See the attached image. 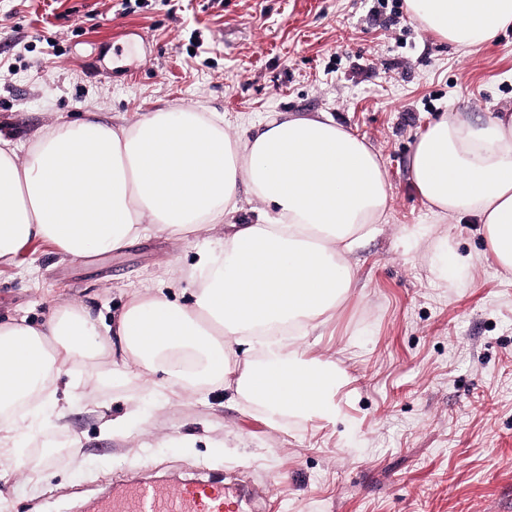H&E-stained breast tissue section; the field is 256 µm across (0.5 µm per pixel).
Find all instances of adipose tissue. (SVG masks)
Here are the masks:
<instances>
[{"label": "adipose tissue", "mask_w": 512, "mask_h": 512, "mask_svg": "<svg viewBox=\"0 0 512 512\" xmlns=\"http://www.w3.org/2000/svg\"><path fill=\"white\" fill-rule=\"evenodd\" d=\"M411 19L458 48L480 47L512 26V0H406ZM0 137V263L34 239L73 257L122 250L151 232L197 236L222 229L202 249L189 301L172 282L130 291L115 325L83 304L41 323L0 322V456L36 421L66 412L62 374L107 356L136 367L171 394L215 385L284 411L335 415L336 366L289 349L323 323L356 283L351 255L381 224L390 185L377 155L328 113L275 112L243 140L215 112L161 110L111 126L94 114L47 128L19 159ZM410 177L439 217H475L489 252L512 271V113L479 123L448 111L414 144ZM264 205L233 222L239 189Z\"/></svg>", "instance_id": "1"}]
</instances>
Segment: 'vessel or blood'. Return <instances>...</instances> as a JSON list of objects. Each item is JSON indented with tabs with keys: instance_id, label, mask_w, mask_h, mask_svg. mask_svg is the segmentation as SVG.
I'll return each instance as SVG.
<instances>
[{
	"instance_id": "b4317fda",
	"label": "vessel or blood",
	"mask_w": 512,
	"mask_h": 512,
	"mask_svg": "<svg viewBox=\"0 0 512 512\" xmlns=\"http://www.w3.org/2000/svg\"><path fill=\"white\" fill-rule=\"evenodd\" d=\"M229 502L223 485L188 481L174 491L149 484L120 485L99 498L94 512H227Z\"/></svg>"
}]
</instances>
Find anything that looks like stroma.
Wrapping results in <instances>:
<instances>
[{"instance_id":"35a3bbf8","label":"stroma","mask_w":512,"mask_h":512,"mask_svg":"<svg viewBox=\"0 0 512 512\" xmlns=\"http://www.w3.org/2000/svg\"><path fill=\"white\" fill-rule=\"evenodd\" d=\"M512 106V29L456 48L391 0H0V134L33 139L97 113L132 123L161 109L220 112L244 138L271 112H326L379 155L391 190L379 231L352 260L359 283L295 340L335 361V417L285 413L223 388L164 400L133 373L73 371L59 427L23 439L0 512H89L134 477L176 489L191 473L251 491L243 512H512V273L474 218L441 220L410 181L416 139L454 108ZM469 259L438 273L435 245ZM206 238L147 235L72 258L43 240L0 264V321H43L83 303L105 319L124 295L185 280ZM125 418L122 432L103 424Z\"/></svg>"}]
</instances>
